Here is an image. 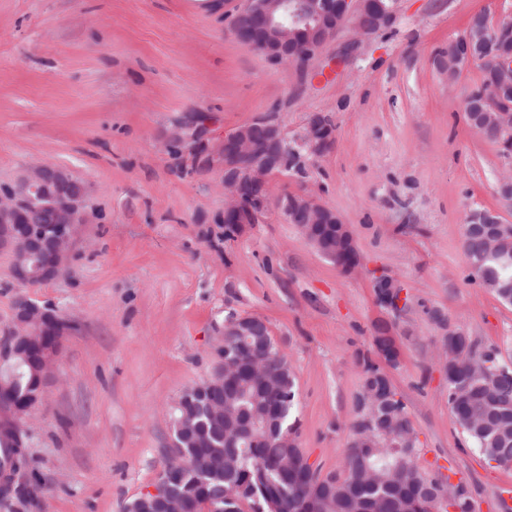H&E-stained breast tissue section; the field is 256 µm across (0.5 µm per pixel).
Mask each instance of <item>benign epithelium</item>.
I'll use <instances>...</instances> for the list:
<instances>
[{
    "mask_svg": "<svg viewBox=\"0 0 512 512\" xmlns=\"http://www.w3.org/2000/svg\"><path fill=\"white\" fill-rule=\"evenodd\" d=\"M373 10L372 0H246L237 13L233 36L245 47L263 55L274 65L297 63L305 65L315 59L324 45L344 26L350 24L362 35L377 33L394 22L396 11L375 14L369 28L359 24V18ZM490 51L489 59L496 76L492 87L494 96L512 93V54L494 51L500 41L512 39V19L503 18L491 24L482 14L473 15L463 37L465 51L458 53L452 63L454 73L461 72L477 61L472 54V33ZM489 121L496 127L497 141L502 146L512 144V113L489 112ZM324 116L311 115L301 138L305 154L300 159L318 158L332 146V139L323 136ZM224 220L239 223L244 210L259 215L269 204L268 181L277 169L288 165V145L281 125L271 119L261 118L238 127L224 136ZM88 189L68 170L58 166H38L28 174L0 190V252L12 259V275L19 285L33 282L46 283L62 276L67 270L78 225L86 223ZM289 223L298 226L303 237L317 250L322 247L313 233V225L321 219L339 223L343 230L349 225L336 211L325 207L306 194H296L282 204ZM55 225L52 237L43 234L39 219ZM469 221L475 224H493L497 237H512V224L501 221L492 211L473 212ZM379 289L378 302L389 309L401 304V290L387 274L374 279ZM29 322L38 325L47 343L44 353L47 363L43 377L55 368V358L60 340L67 328L63 319L50 307L40 306L27 295L18 296L9 334ZM267 324L255 316H231L224 321L222 336H264ZM221 357L213 373L205 380L211 387L220 389L237 379L239 363L237 354L219 347ZM43 388L13 407L14 421L26 418L42 398ZM178 474L157 483L133 500L128 512L139 508L150 512H187V502L176 497L172 484Z\"/></svg>",
    "mask_w": 512,
    "mask_h": 512,
    "instance_id": "7a95c632",
    "label": "benign epithelium"
}]
</instances>
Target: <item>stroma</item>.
<instances>
[{"instance_id": "stroma-1", "label": "stroma", "mask_w": 512, "mask_h": 512, "mask_svg": "<svg viewBox=\"0 0 512 512\" xmlns=\"http://www.w3.org/2000/svg\"><path fill=\"white\" fill-rule=\"evenodd\" d=\"M244 4L0 0V185L50 165L89 191L68 273L26 291L72 327L0 512H127L163 467L180 396L219 363L231 315L268 324L296 378L298 444L324 474L342 468L358 359L377 358L388 323L399 358L386 372L417 465L457 474L475 512H512V468L485 462L454 423L436 356L449 325L512 362V305L471 280L462 249L471 211L512 223L498 194L512 155L467 124L464 94L480 69L452 84L437 65L473 14L510 17L512 0H399L390 28L360 37L345 27L303 67L271 65L233 37ZM315 113L335 125L331 149L305 176L274 175L267 211L225 236L210 149L259 117L296 141ZM194 115L206 144L172 150L171 133ZM298 193L349 225L356 273L288 223L280 203ZM382 273L402 290V314L375 298Z\"/></svg>"}]
</instances>
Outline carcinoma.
<instances>
[{"label":"carcinoma","instance_id":"cac0c4a2","mask_svg":"<svg viewBox=\"0 0 512 512\" xmlns=\"http://www.w3.org/2000/svg\"><path fill=\"white\" fill-rule=\"evenodd\" d=\"M465 258L477 264L474 279L501 302L512 305V240L497 245L487 243L485 235L466 224L463 241ZM448 345L466 357L492 353L505 372L486 382L478 370L468 366L448 369V408L455 424L488 462L512 467V367L503 362L499 349L486 346L462 334L448 339ZM0 413L10 409L13 400L22 397L40 381V362H28L21 356L0 353ZM276 384L245 377L238 387L224 393L221 419L207 404V395L198 386L179 398L173 425L188 426L190 432L174 435L184 448L185 458L168 457L158 479L173 467L182 468L178 494L197 489L195 512H244L243 506L259 504L255 512H307L305 499L313 495L322 501L319 512H364L373 502L379 512H406V500L428 494L448 498L463 493L467 485L443 482L422 472L415 464L416 436L402 398L398 397L386 372L366 360L360 391L355 400V420L351 441L346 449L342 472L326 477L311 472L312 480L296 485L288 471L278 464L294 452L279 439L254 442L242 430L236 447L227 448L224 429L262 419L273 395L280 394L282 428H296L290 421L295 406V376L274 368ZM27 465L22 431L0 418V495L14 491L13 477Z\"/></svg>","mask_w":512,"mask_h":512}]
</instances>
